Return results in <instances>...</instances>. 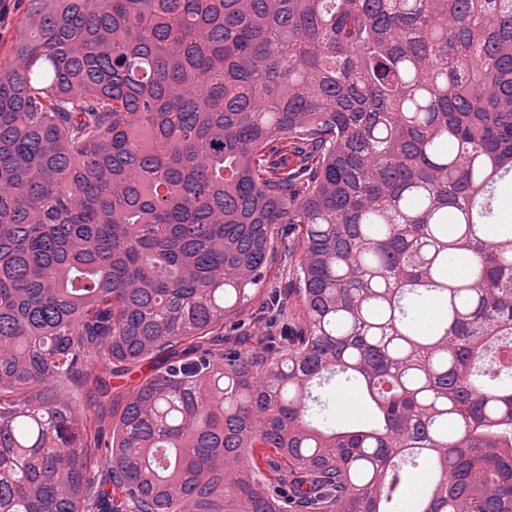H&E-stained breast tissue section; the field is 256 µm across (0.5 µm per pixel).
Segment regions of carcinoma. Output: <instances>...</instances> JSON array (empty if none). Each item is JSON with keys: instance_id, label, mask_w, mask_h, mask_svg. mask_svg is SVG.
Returning a JSON list of instances; mask_svg holds the SVG:
<instances>
[{"instance_id": "1", "label": "carcinoma", "mask_w": 512, "mask_h": 512, "mask_svg": "<svg viewBox=\"0 0 512 512\" xmlns=\"http://www.w3.org/2000/svg\"><path fill=\"white\" fill-rule=\"evenodd\" d=\"M33 4L0 66V512H392L407 461L409 512H512V0ZM284 224L303 326L226 346ZM147 359L110 438L53 390L100 405ZM339 374L374 425L313 422Z\"/></svg>"}]
</instances>
